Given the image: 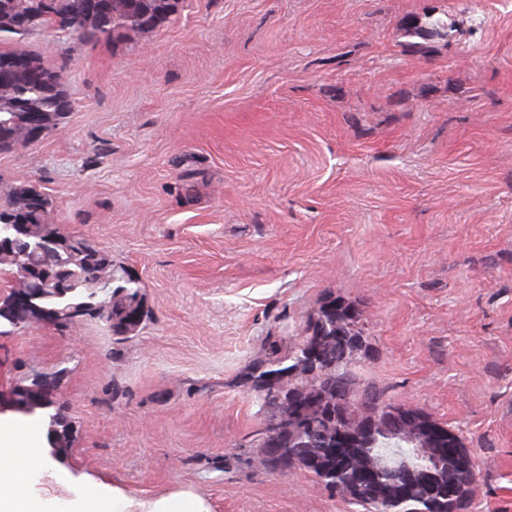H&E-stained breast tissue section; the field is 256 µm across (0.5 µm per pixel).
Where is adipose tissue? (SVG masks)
I'll list each match as a JSON object with an SVG mask.
<instances>
[{"mask_svg":"<svg viewBox=\"0 0 512 512\" xmlns=\"http://www.w3.org/2000/svg\"><path fill=\"white\" fill-rule=\"evenodd\" d=\"M0 512H131L132 500L120 492L105 493L98 486L87 487L77 503L32 495L31 482L48 465L37 453L39 436L32 426L18 423L0 426Z\"/></svg>","mask_w":512,"mask_h":512,"instance_id":"obj_1","label":"adipose tissue"}]
</instances>
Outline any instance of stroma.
I'll return each instance as SVG.
<instances>
[{
  "label": "stroma",
  "instance_id": "obj_1",
  "mask_svg": "<svg viewBox=\"0 0 512 512\" xmlns=\"http://www.w3.org/2000/svg\"><path fill=\"white\" fill-rule=\"evenodd\" d=\"M25 40L72 110L0 154V205L48 196L145 313L0 332V395L55 374L73 427L35 491L355 512L253 463L241 381L336 298L366 339L357 389L446 424L473 512H512V0H182L132 38Z\"/></svg>",
  "mask_w": 512,
  "mask_h": 512
}]
</instances>
